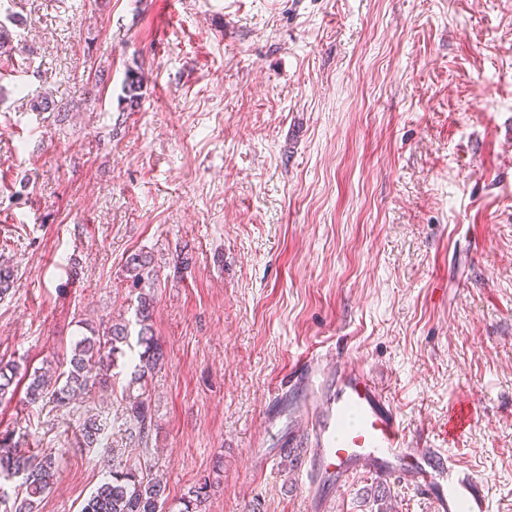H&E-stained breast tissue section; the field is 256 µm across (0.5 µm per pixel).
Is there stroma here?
Listing matches in <instances>:
<instances>
[{
  "mask_svg": "<svg viewBox=\"0 0 512 512\" xmlns=\"http://www.w3.org/2000/svg\"><path fill=\"white\" fill-rule=\"evenodd\" d=\"M0 55V361L65 369L133 319L123 265L160 266L146 445L123 425L131 357L68 407L0 401L21 450L60 448L40 512H79L113 463L210 480L205 512H306L284 448L301 354L387 390L512 512V0H22ZM139 107L122 110L127 67ZM47 99L49 109L31 103ZM188 264L176 269L178 256ZM475 422L443 442L450 409ZM99 414L108 445L79 447ZM334 512H434L369 475Z\"/></svg>",
  "mask_w": 512,
  "mask_h": 512,
  "instance_id": "1",
  "label": "stroma"
}]
</instances>
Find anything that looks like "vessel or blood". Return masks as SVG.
Returning a JSON list of instances; mask_svg holds the SVG:
<instances>
[{
    "label": "vessel or blood",
    "instance_id": "b4317fda",
    "mask_svg": "<svg viewBox=\"0 0 512 512\" xmlns=\"http://www.w3.org/2000/svg\"><path fill=\"white\" fill-rule=\"evenodd\" d=\"M289 376L304 398L303 446L315 512L361 472L432 497L437 512H490L487 481L460 465L449 449L416 446L388 395L356 363L340 356L329 371L318 356H304L292 364ZM473 418L468 404H456L446 436L462 434Z\"/></svg>",
    "mask_w": 512,
    "mask_h": 512
}]
</instances>
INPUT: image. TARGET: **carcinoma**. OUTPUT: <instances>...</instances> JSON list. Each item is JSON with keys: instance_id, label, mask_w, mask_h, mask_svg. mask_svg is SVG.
<instances>
[{"instance_id": "cac0c4a2", "label": "carcinoma", "mask_w": 512, "mask_h": 512, "mask_svg": "<svg viewBox=\"0 0 512 512\" xmlns=\"http://www.w3.org/2000/svg\"><path fill=\"white\" fill-rule=\"evenodd\" d=\"M143 86L142 74L135 68L128 69L123 80L124 96L121 97L127 108L139 104ZM124 268L128 287L137 293L135 325L138 330L134 345L139 347L138 362L127 385L125 422L128 438L140 445L147 442L152 424L147 383L165 358L152 325L158 271L152 255L144 251L129 254ZM90 332L91 335L74 343L68 369L55 377L41 373L33 375L26 392L30 402L66 406L92 386L111 385V371L118 366V358L125 355V348L134 346L131 344L130 321L117 318L98 328H90ZM17 371L18 366L14 363H0V400L15 392ZM135 388L138 389L136 395L132 393ZM104 430L105 425L98 416L85 417L80 429L83 447H97ZM60 452L59 448H42L27 455L17 450L13 437L0 434V506L3 512H39L44 494L56 481ZM210 488L211 483L207 480L194 486L182 498L180 512H203ZM165 492L160 481L141 478L132 469L117 464L110 478L84 502L82 512H163Z\"/></svg>"}]
</instances>
